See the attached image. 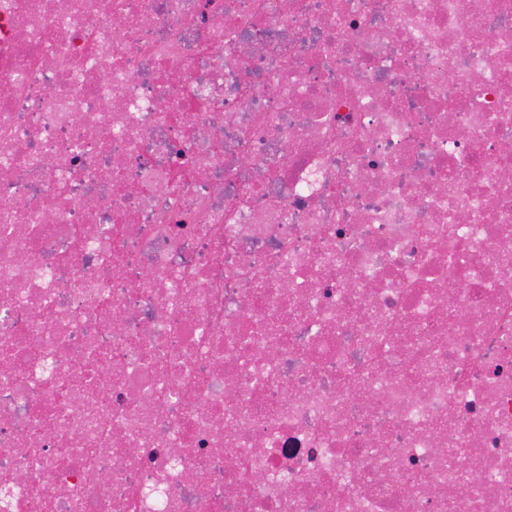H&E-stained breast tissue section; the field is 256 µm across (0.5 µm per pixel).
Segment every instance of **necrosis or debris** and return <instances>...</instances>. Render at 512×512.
<instances>
[{"mask_svg": "<svg viewBox=\"0 0 512 512\" xmlns=\"http://www.w3.org/2000/svg\"><path fill=\"white\" fill-rule=\"evenodd\" d=\"M3 19L0 512H512V0Z\"/></svg>", "mask_w": 512, "mask_h": 512, "instance_id": "4bbe7bcc", "label": "necrosis or debris"}]
</instances>
